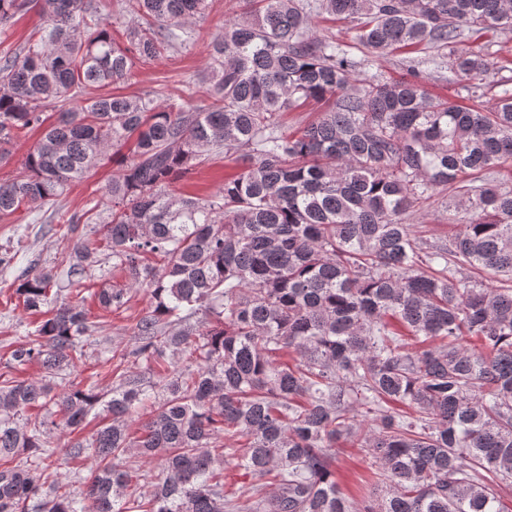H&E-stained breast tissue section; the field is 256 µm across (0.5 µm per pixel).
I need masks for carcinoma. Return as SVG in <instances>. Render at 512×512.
Wrapping results in <instances>:
<instances>
[{"label":"carcinoma","instance_id":"obj_1","mask_svg":"<svg viewBox=\"0 0 512 512\" xmlns=\"http://www.w3.org/2000/svg\"><path fill=\"white\" fill-rule=\"evenodd\" d=\"M211 53L210 103L86 90L131 76L207 0H126L141 23L122 47L95 0H45L46 25L0 54V160L19 131L61 109L24 170L0 181V217L53 205L108 149L133 157L95 207L101 237L78 232L64 257L68 293L88 291L105 257L123 281L93 292L118 310L145 289L151 310L94 367L112 397L72 379L97 328L82 304L57 300L8 352L40 381L0 382V512H86L52 478L50 438L64 428L69 462L96 464L93 512H356L335 480L336 448L358 445L388 492L364 512H512V287L465 274L512 275V188L490 179L512 162V91L492 109L434 95L409 77L357 85L355 62L314 33L302 0H247ZM29 0H0V28ZM355 22L370 57L448 50L460 82L494 58L463 44L512 30V0H321ZM310 102L320 116L290 135L280 114ZM245 150L241 172L211 198L169 185L209 154ZM445 188L465 197L447 240L423 241L405 216ZM54 274L16 278L17 304L39 312ZM417 345L406 351L408 341ZM406 404L402 412L394 404ZM150 417L130 435L128 419ZM106 413L88 437L81 432ZM257 479L244 500L224 483V453ZM161 460L152 489L128 458Z\"/></svg>","mask_w":512,"mask_h":512}]
</instances>
